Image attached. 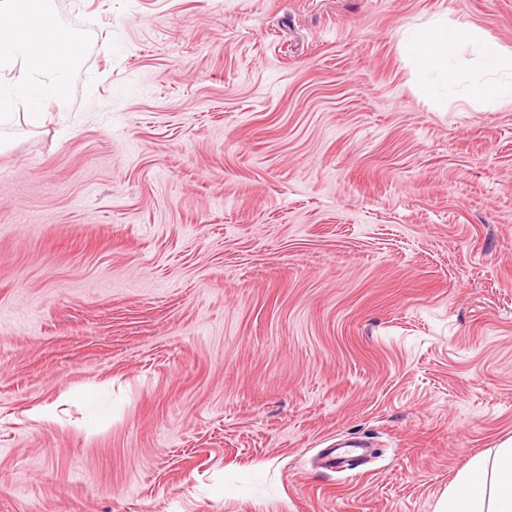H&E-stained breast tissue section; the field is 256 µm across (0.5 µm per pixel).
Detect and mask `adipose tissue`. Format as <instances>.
<instances>
[{"instance_id": "adipose-tissue-1", "label": "adipose tissue", "mask_w": 512, "mask_h": 512, "mask_svg": "<svg viewBox=\"0 0 512 512\" xmlns=\"http://www.w3.org/2000/svg\"><path fill=\"white\" fill-rule=\"evenodd\" d=\"M20 3L0 0V121L21 106L26 119L38 124L71 78L70 69L56 64L55 49L77 37L57 24L55 0H36L30 17L21 16ZM403 41L440 107H447L452 97L486 106L512 101V51L478 29L438 19L408 29ZM467 48L477 56L478 67L464 75L459 54ZM441 512H512V441L501 444L493 456L472 459L451 484Z\"/></svg>"}]
</instances>
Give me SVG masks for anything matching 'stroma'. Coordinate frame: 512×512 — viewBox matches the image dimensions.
I'll return each instance as SVG.
<instances>
[{
    "label": "stroma",
    "mask_w": 512,
    "mask_h": 512,
    "mask_svg": "<svg viewBox=\"0 0 512 512\" xmlns=\"http://www.w3.org/2000/svg\"><path fill=\"white\" fill-rule=\"evenodd\" d=\"M55 3L70 83L0 125V512H439L512 438V102L402 39L511 50L512 0ZM405 48L419 78L436 93L440 107L448 97H458L490 106L512 101V51L496 45L478 29L448 19L408 29ZM471 48L478 58L475 71L462 76L459 54Z\"/></svg>",
    "instance_id": "stroma-1"
}]
</instances>
